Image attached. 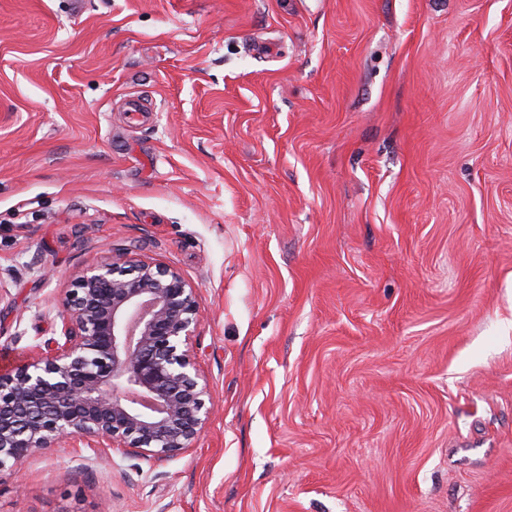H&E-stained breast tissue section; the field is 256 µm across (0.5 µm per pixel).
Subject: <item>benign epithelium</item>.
<instances>
[{
  "instance_id": "benign-epithelium-1",
  "label": "benign epithelium",
  "mask_w": 512,
  "mask_h": 512,
  "mask_svg": "<svg viewBox=\"0 0 512 512\" xmlns=\"http://www.w3.org/2000/svg\"><path fill=\"white\" fill-rule=\"evenodd\" d=\"M60 338L0 372V473L62 443L188 451L210 418L191 338L200 314L175 268L120 257L78 276L61 300Z\"/></svg>"
}]
</instances>
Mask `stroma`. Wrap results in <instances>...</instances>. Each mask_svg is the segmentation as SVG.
Instances as JSON below:
<instances>
[{"instance_id": "35a3bbf8", "label": "stroma", "mask_w": 512, "mask_h": 512, "mask_svg": "<svg viewBox=\"0 0 512 512\" xmlns=\"http://www.w3.org/2000/svg\"><path fill=\"white\" fill-rule=\"evenodd\" d=\"M119 255L195 288L207 429L0 512H512V0H0V355Z\"/></svg>"}]
</instances>
